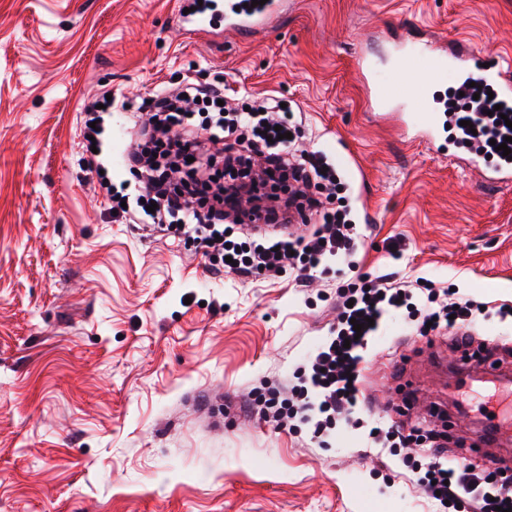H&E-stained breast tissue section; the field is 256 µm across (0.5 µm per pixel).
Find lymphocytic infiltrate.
<instances>
[{
    "mask_svg": "<svg viewBox=\"0 0 512 512\" xmlns=\"http://www.w3.org/2000/svg\"><path fill=\"white\" fill-rule=\"evenodd\" d=\"M464 98L467 110L464 126L457 129L459 141L477 153L494 155L497 145L512 137V128L505 124L512 119V110L497 111L484 88L465 93ZM129 123L133 137L125 166L136 173L135 184H114L102 175L103 165L96 155L86 160L88 172L99 177L116 221L143 224L156 233H182L201 249L213 273L228 271L252 280L274 278L289 265L302 283L324 257H346L355 251L348 186L324 154L296 150L301 125L291 108L282 107L280 98L248 102L227 94L223 83L188 81L156 93L142 110L131 113ZM155 145L160 146V154L152 153ZM269 151L277 159L270 181L280 182L290 174L303 184L314 183L339 195L340 203L323 210L319 224L305 236L274 230L275 210L256 204L250 212L262 215L267 231L232 236L224 223L241 197L234 181L245 177L252 156ZM151 202L157 205L152 212L147 209ZM440 294V289H429L428 304L420 313L422 322L436 330H457L458 347L470 346V337L461 330L473 322L477 304L458 298L440 306L436 303ZM336 300V334L309 360L308 383L319 399L311 401L304 392L293 399L284 393L266 399L264 407L276 426L299 416L313 420L319 434L325 420L351 417L360 406L356 378L367 339L376 335L391 311L406 306L408 298L400 285L363 277L337 289ZM420 482L428 496L447 501L450 512H461L467 505L473 512H496L500 507L512 512V485L485 490L479 476L464 463L448 468L429 464Z\"/></svg>",
    "mask_w": 512,
    "mask_h": 512,
    "instance_id": "obj_1",
    "label": "lymphocytic infiltrate"
}]
</instances>
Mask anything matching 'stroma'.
<instances>
[{
    "mask_svg": "<svg viewBox=\"0 0 512 512\" xmlns=\"http://www.w3.org/2000/svg\"><path fill=\"white\" fill-rule=\"evenodd\" d=\"M177 0H0V512H433L414 449L366 446L379 422L442 435L444 466L512 475L475 449L447 333L389 316L363 352L357 421L278 430L244 404L298 384L336 322V289L394 274L481 305L476 347L512 373V183L369 110L362 51L410 33L512 66V0H296L243 42L187 35ZM189 79L288 101L301 148L350 186L360 246L306 286L212 274L192 242L113 221L84 168L82 109Z\"/></svg>",
    "mask_w": 512,
    "mask_h": 512,
    "instance_id": "stroma-1",
    "label": "stroma"
}]
</instances>
